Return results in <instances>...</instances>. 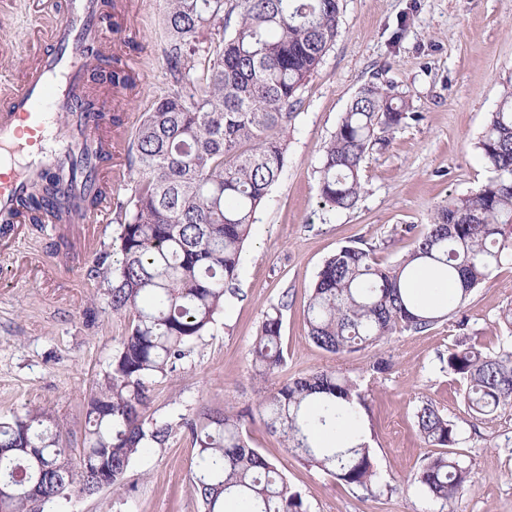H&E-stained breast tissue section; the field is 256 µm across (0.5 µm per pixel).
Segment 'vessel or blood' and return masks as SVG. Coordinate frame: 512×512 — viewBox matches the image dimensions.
<instances>
[{"label": "vessel or blood", "instance_id": "obj_1", "mask_svg": "<svg viewBox=\"0 0 512 512\" xmlns=\"http://www.w3.org/2000/svg\"><path fill=\"white\" fill-rule=\"evenodd\" d=\"M49 37L32 52L22 83L0 81V250L26 225L61 238L67 224L100 225L112 213V44L107 0H56ZM68 120L55 122L57 113ZM55 174L54 198L27 204Z\"/></svg>", "mask_w": 512, "mask_h": 512}]
</instances>
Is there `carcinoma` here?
<instances>
[{"mask_svg": "<svg viewBox=\"0 0 512 512\" xmlns=\"http://www.w3.org/2000/svg\"><path fill=\"white\" fill-rule=\"evenodd\" d=\"M340 0H166L164 48L172 90L136 130L138 184L117 201L120 259L92 260L106 281L112 312L129 323L109 371L87 403L86 446L72 457L52 412L32 407L0 419V512H46L70 492L93 494L100 470L112 490L132 462L162 446L172 425H147V384L173 371L185 348L214 322L238 275L259 206L285 165L284 133L297 117L301 91L339 35ZM418 119L383 84L362 85L325 142L317 170L321 203L352 208L360 172L384 133ZM492 176L437 209L394 265L373 249L343 246L317 275L306 309L308 338L334 354L359 351L396 332L422 333L460 312L512 253V85L476 143ZM418 265L459 284L448 304L429 307L408 289ZM282 312L267 313L252 364L264 378L283 363ZM464 383L475 420L512 408V346L482 352L464 342L440 358ZM369 405L339 370L302 374L261 390L257 412L303 464L341 483L382 488L370 445L361 436L319 441L326 427L363 422ZM427 457L414 482L448 507L472 485L471 469L451 448L457 424L427 401L415 413ZM195 449L191 483L201 512H307L277 466L243 434L242 415L226 408L181 417Z\"/></svg>", "mask_w": 512, "mask_h": 512, "instance_id": "1", "label": "carcinoma"}]
</instances>
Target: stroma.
<instances>
[{
  "label": "stroma",
  "instance_id": "stroma-1",
  "mask_svg": "<svg viewBox=\"0 0 512 512\" xmlns=\"http://www.w3.org/2000/svg\"><path fill=\"white\" fill-rule=\"evenodd\" d=\"M165 0H116L105 36L113 60L133 87L119 90L112 114V168L126 200L137 181L130 167L134 136L145 112L167 95L163 57ZM341 34L302 89L289 126L287 163L262 203L244 245L236 286L211 328L185 357L149 385L146 418L174 430L131 465L120 493L68 494L54 512H200L189 482L194 450L180 417L226 407L243 413L252 444L299 491L308 512H441L412 481L431 455L415 412L432 401L460 429L456 451L474 483L457 512H512V409L470 418L459 379L441 367L458 339L494 349L504 334L500 313L512 305V258L495 268L467 300L462 317L422 333L398 332L359 351L336 355L308 338L304 310L324 261L340 247L374 248L396 263L411 248L412 228L430 223L448 198L469 193L491 176L475 144L504 85L512 83V0H340ZM46 32L23 11L0 13V47H9L6 76L21 81L31 58L20 51L30 28ZM376 79L406 100L419 120L388 133L387 145L361 170L356 205L331 211L320 203L315 170L360 87ZM42 242L27 233L16 251L0 254V416L31 407L52 410L73 453L83 447L86 403L112 363L128 319L112 313L107 286L86 264L58 257L54 280L31 263ZM282 309L283 366L276 383L312 370L339 369L365 394V418L384 488L376 495L349 488L301 464L258 416L263 382L251 348L266 312ZM389 363L374 373L377 360Z\"/></svg>",
  "mask_w": 512,
  "mask_h": 512
}]
</instances>
